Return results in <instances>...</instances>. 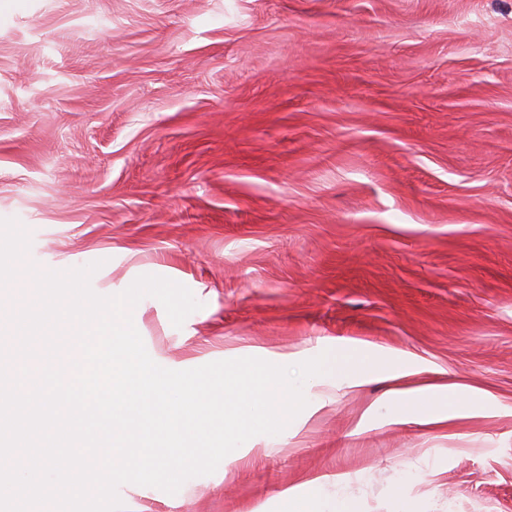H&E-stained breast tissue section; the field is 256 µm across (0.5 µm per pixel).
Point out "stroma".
<instances>
[{
  "label": "stroma",
  "instance_id": "obj_1",
  "mask_svg": "<svg viewBox=\"0 0 512 512\" xmlns=\"http://www.w3.org/2000/svg\"><path fill=\"white\" fill-rule=\"evenodd\" d=\"M0 218L30 261L188 287L158 365L330 353L454 386L313 389L298 430L125 512H277L336 476L357 512H512V0H0ZM438 387H422L412 390L391 389L387 394L395 397V415L398 422L430 424L448 420V413L440 409L443 393ZM450 386L443 388L444 393Z\"/></svg>",
  "mask_w": 512,
  "mask_h": 512
}]
</instances>
